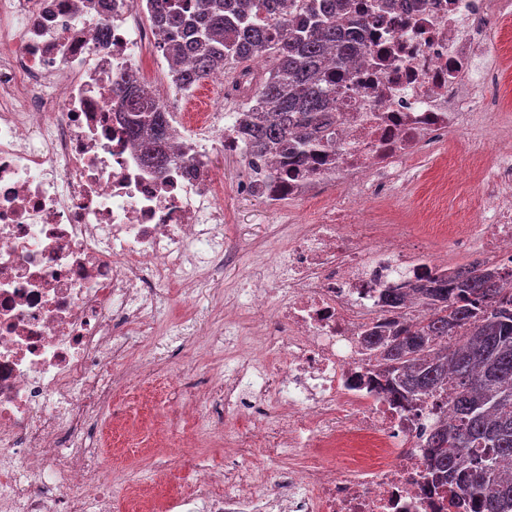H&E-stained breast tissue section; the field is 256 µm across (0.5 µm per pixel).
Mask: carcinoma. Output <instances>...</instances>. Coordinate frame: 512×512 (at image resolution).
Instances as JSON below:
<instances>
[{"instance_id":"cac0c4a2","label":"carcinoma","mask_w":512,"mask_h":512,"mask_svg":"<svg viewBox=\"0 0 512 512\" xmlns=\"http://www.w3.org/2000/svg\"><path fill=\"white\" fill-rule=\"evenodd\" d=\"M365 4L345 0H149V20L161 28L160 48L183 88L220 69L256 58L272 62L256 81L258 106L240 125L249 154L313 147L336 117V84L345 64L368 51L360 37L379 21ZM335 54V68L327 56ZM134 142L149 141L145 161L171 162L169 113L143 99L128 80L116 83ZM503 273L479 262L435 274L414 289L420 314L413 324L394 319L365 330L363 341L384 366L390 388L421 397L452 388L451 421L436 424L423 447L429 475L468 497L465 512H512V290Z\"/></svg>"}]
</instances>
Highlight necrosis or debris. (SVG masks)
<instances>
[{
  "label": "necrosis or debris",
  "instance_id": "necrosis-or-debris-1",
  "mask_svg": "<svg viewBox=\"0 0 512 512\" xmlns=\"http://www.w3.org/2000/svg\"><path fill=\"white\" fill-rule=\"evenodd\" d=\"M381 15L336 88V122L302 162L247 156L242 193L288 216L248 277V305H222L190 392L153 424L158 447L194 448L229 417L223 474L193 462L168 512H458L422 482L436 399L390 394L362 333L388 288L447 272L475 252L512 268V146L479 115L500 107L486 53L512 0H377ZM141 0H0V512H154L137 472H113L89 429L115 388L150 373L131 339L153 335L161 298L190 301L222 267L214 155L243 153L236 113L190 110L159 81L158 36ZM175 109V159L147 164L126 134L115 82ZM472 133L479 223L429 211L442 248L384 213L409 159L440 158ZM307 207L298 219L293 207ZM274 356V372L261 362Z\"/></svg>",
  "mask_w": 512,
  "mask_h": 512
}]
</instances>
